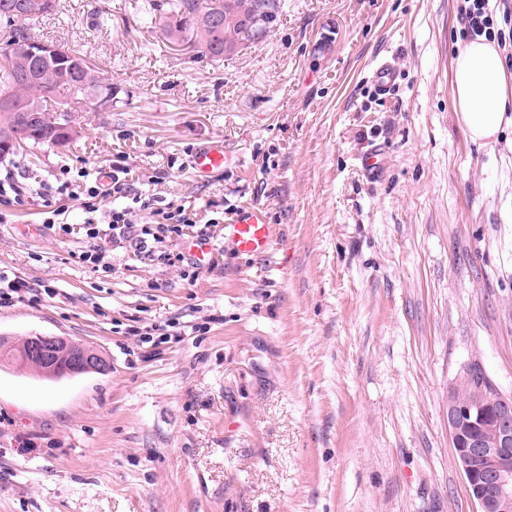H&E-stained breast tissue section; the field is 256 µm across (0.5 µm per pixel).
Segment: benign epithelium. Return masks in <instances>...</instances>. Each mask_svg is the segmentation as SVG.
I'll return each mask as SVG.
<instances>
[{"instance_id":"obj_1","label":"benign epithelium","mask_w":512,"mask_h":512,"mask_svg":"<svg viewBox=\"0 0 512 512\" xmlns=\"http://www.w3.org/2000/svg\"><path fill=\"white\" fill-rule=\"evenodd\" d=\"M18 53L49 59L57 48L30 41ZM24 358L47 374L103 373L110 368L95 351L63 337L30 338ZM462 390L460 378L448 389V434L467 493L476 512H512V398L492 380L478 399L464 400Z\"/></svg>"}]
</instances>
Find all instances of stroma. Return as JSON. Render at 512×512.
<instances>
[{
    "instance_id": "35a3bbf8",
    "label": "stroma",
    "mask_w": 512,
    "mask_h": 512,
    "mask_svg": "<svg viewBox=\"0 0 512 512\" xmlns=\"http://www.w3.org/2000/svg\"><path fill=\"white\" fill-rule=\"evenodd\" d=\"M150 4L57 0L37 28L116 92L68 146L0 163L23 195L0 201V269L56 291L0 307V336H61L110 369L0 365V512H475L448 388L478 359L512 396V126L482 147L455 116L456 0H283L223 62L160 47ZM215 140L228 164L195 175ZM118 166L208 225L223 263L191 281L86 237L79 197ZM66 181L67 235L44 205ZM251 204L281 230L260 259L224 249ZM92 248L112 274L74 262ZM155 323L181 339L150 356L131 329Z\"/></svg>"
}]
</instances>
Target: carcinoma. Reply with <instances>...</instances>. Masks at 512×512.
I'll return each instance as SVG.
<instances>
[{
    "mask_svg": "<svg viewBox=\"0 0 512 512\" xmlns=\"http://www.w3.org/2000/svg\"><path fill=\"white\" fill-rule=\"evenodd\" d=\"M246 4L261 11L260 20H243ZM55 7L56 0H0V29L5 37V47L0 49V97L14 106L12 111H0V139L13 134L21 139L9 153V161L28 144L68 145L67 126H79L78 113L95 111L80 105L89 96L91 83L104 92L112 86L90 59L61 44L58 54L68 59L66 67L17 54L20 44L35 36V27ZM282 8L281 0H158L149 20L158 26L164 45H177L190 33L197 45L195 58L222 62L224 42L245 47L278 19ZM33 113L38 115L37 127L29 134L27 118Z\"/></svg>",
    "mask_w": 512,
    "mask_h": 512,
    "instance_id": "1",
    "label": "carcinoma"
}]
</instances>
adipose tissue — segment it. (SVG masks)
<instances>
[{"label":"adipose tissue","mask_w":512,"mask_h":512,"mask_svg":"<svg viewBox=\"0 0 512 512\" xmlns=\"http://www.w3.org/2000/svg\"><path fill=\"white\" fill-rule=\"evenodd\" d=\"M453 100L471 141H496L507 112H512V74L497 46L485 37L470 41L454 62Z\"/></svg>","instance_id":"adipose-tissue-1"}]
</instances>
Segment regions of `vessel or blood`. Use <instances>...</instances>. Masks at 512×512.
I'll return each instance as SVG.
<instances>
[{
	"instance_id": "b4317fda",
	"label": "vessel or blood",
	"mask_w": 512,
	"mask_h": 512,
	"mask_svg": "<svg viewBox=\"0 0 512 512\" xmlns=\"http://www.w3.org/2000/svg\"><path fill=\"white\" fill-rule=\"evenodd\" d=\"M224 162L223 142L213 141L195 150L191 165L196 175L205 176L223 168ZM279 234L278 225L268 223L260 207L245 206L225 225L224 246L240 255L261 258L268 254Z\"/></svg>"
}]
</instances>
